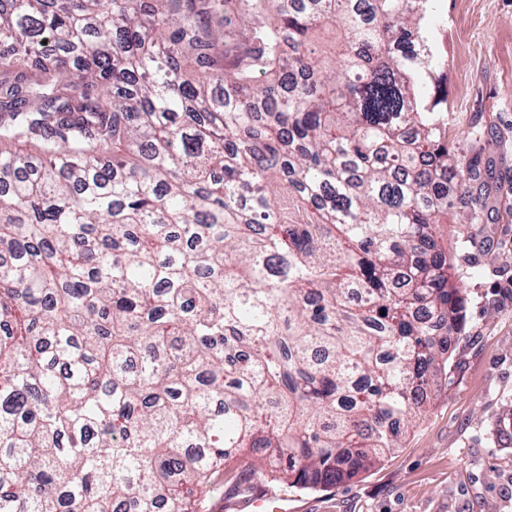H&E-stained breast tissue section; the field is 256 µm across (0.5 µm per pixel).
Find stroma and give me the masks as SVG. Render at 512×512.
I'll return each instance as SVG.
<instances>
[{
    "label": "stroma",
    "instance_id": "stroma-1",
    "mask_svg": "<svg viewBox=\"0 0 512 512\" xmlns=\"http://www.w3.org/2000/svg\"><path fill=\"white\" fill-rule=\"evenodd\" d=\"M438 5L448 138L475 158L469 196L486 214L470 229L476 267L448 254L467 296L462 331L400 448L329 489L275 486L294 512H512V0Z\"/></svg>",
    "mask_w": 512,
    "mask_h": 512
}]
</instances>
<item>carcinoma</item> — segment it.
<instances>
[{"mask_svg": "<svg viewBox=\"0 0 512 512\" xmlns=\"http://www.w3.org/2000/svg\"><path fill=\"white\" fill-rule=\"evenodd\" d=\"M435 2L0 0V146L35 147L0 149V512H203L397 447L465 305ZM248 484H243L240 491L224 494V483L215 487L207 502V512H249L246 502L251 492L246 490ZM246 501V502H245Z\"/></svg>", "mask_w": 512, "mask_h": 512, "instance_id": "cac0c4a2", "label": "carcinoma"}]
</instances>
